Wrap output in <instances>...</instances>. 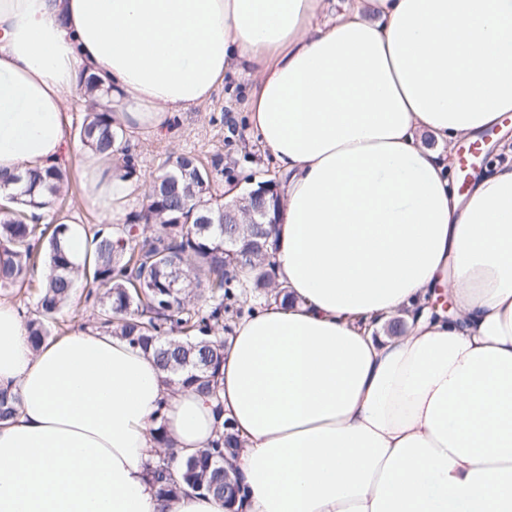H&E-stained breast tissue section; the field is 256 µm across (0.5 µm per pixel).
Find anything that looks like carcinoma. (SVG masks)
Instances as JSON below:
<instances>
[{"label":"carcinoma","mask_w":512,"mask_h":512,"mask_svg":"<svg viewBox=\"0 0 512 512\" xmlns=\"http://www.w3.org/2000/svg\"><path fill=\"white\" fill-rule=\"evenodd\" d=\"M87 122L81 141L106 159L122 161L126 175L136 172L124 131L112 126V108L98 102L94 78L84 81ZM162 174L174 178L154 183L148 203L129 222L97 229L80 263L61 247L66 224L29 223L28 210L49 211L64 203L65 175L60 169L26 173L23 195L8 196L0 206V288H21L37 272V253L46 248L49 274L42 277L35 317L28 326L34 346L50 332L55 315L73 297L75 282L85 279L103 296L88 290L86 301L97 309V327L149 352L174 384L216 394V375L224 362V314H242L240 296L250 291L264 300L288 297L273 281L272 243L248 224H200L202 216L218 218L224 200L212 187L224 179L223 158L204 164L190 155L167 159ZM210 294L204 308L189 309L186 297L198 290ZM19 399L0 390V421L12 416ZM158 442L170 449L151 469L161 512H168L183 486L219 499L241 492L224 483V456L238 445L229 424L210 447L183 457L178 469L174 443L156 428Z\"/></svg>","instance_id":"carcinoma-1"}]
</instances>
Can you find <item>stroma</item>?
Returning <instances> with one entry per match:
<instances>
[{"label":"stroma","instance_id":"obj_1","mask_svg":"<svg viewBox=\"0 0 512 512\" xmlns=\"http://www.w3.org/2000/svg\"><path fill=\"white\" fill-rule=\"evenodd\" d=\"M249 83V78L242 75L225 77L223 85L207 102L191 111L176 113L164 133L126 131L125 137L136 165V186L115 204L112 214L102 213L88 204L79 171L67 168L68 194L64 214L87 228L125 223L145 205V184L161 172L169 156L181 153L203 158L223 155L224 180L214 187L219 194L225 188L244 182L280 181L279 172L248 127L245 101ZM87 291L85 282H78L72 303L62 309L52 326V336H66L93 326V307L85 301Z\"/></svg>","mask_w":512,"mask_h":512}]
</instances>
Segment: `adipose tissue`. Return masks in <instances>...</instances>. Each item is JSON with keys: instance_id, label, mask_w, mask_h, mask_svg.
<instances>
[{"instance_id": "obj_1", "label": "adipose tissue", "mask_w": 512, "mask_h": 512, "mask_svg": "<svg viewBox=\"0 0 512 512\" xmlns=\"http://www.w3.org/2000/svg\"><path fill=\"white\" fill-rule=\"evenodd\" d=\"M0 0V186L69 160L101 212L132 189L71 138L94 77L160 132L227 70L284 179L287 302L233 326L215 396L94 329L33 348L0 301V512H159L224 421L244 512H512V142L459 195L449 149L512 113V0ZM433 136L439 149L424 143ZM449 291L455 315L432 310Z\"/></svg>"}]
</instances>
